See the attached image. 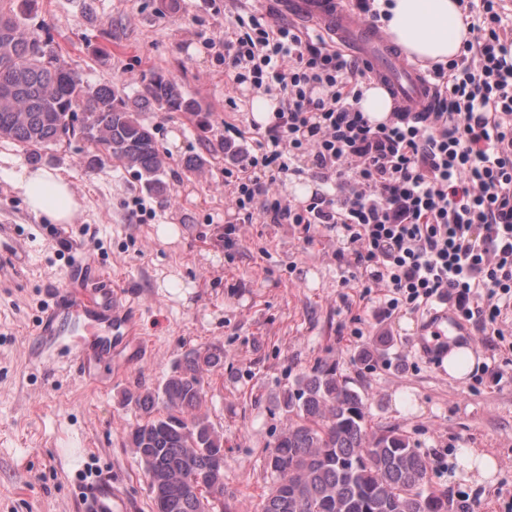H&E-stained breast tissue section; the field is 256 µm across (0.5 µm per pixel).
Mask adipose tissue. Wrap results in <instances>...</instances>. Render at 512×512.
<instances>
[{"label":"adipose tissue","instance_id":"adipose-tissue-1","mask_svg":"<svg viewBox=\"0 0 512 512\" xmlns=\"http://www.w3.org/2000/svg\"><path fill=\"white\" fill-rule=\"evenodd\" d=\"M389 18L388 36L411 58L445 62L454 58L469 29L457 0H383ZM29 212L55 224H71L80 214V204L61 175L45 168L21 167L14 177Z\"/></svg>","mask_w":512,"mask_h":512}]
</instances>
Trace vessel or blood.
<instances>
[{
    "label": "vessel or blood",
    "instance_id": "vessel-or-blood-1",
    "mask_svg": "<svg viewBox=\"0 0 512 512\" xmlns=\"http://www.w3.org/2000/svg\"><path fill=\"white\" fill-rule=\"evenodd\" d=\"M290 9L313 24L322 26L336 40L354 53L362 55L371 67L374 78L383 85L401 112H423L434 102V87L400 56L394 54L387 39L378 31L358 22L346 9L343 0H292ZM8 225L0 226V258L14 269H22L28 261L27 251L8 242ZM429 330L434 340L419 338L416 347L426 356L439 357L438 336L449 334L469 339L466 327L447 310L432 311ZM136 330V321L120 292L103 288L98 296L76 292L58 293L53 308L37 325L39 342L61 336H76L80 342L72 353L70 366L86 372L91 356L111 353L122 347ZM82 512H125L126 506L112 488V481L103 477L80 493Z\"/></svg>",
    "mask_w": 512,
    "mask_h": 512
}]
</instances>
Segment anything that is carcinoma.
<instances>
[{
    "instance_id": "carcinoma-1",
    "label": "carcinoma",
    "mask_w": 512,
    "mask_h": 512,
    "mask_svg": "<svg viewBox=\"0 0 512 512\" xmlns=\"http://www.w3.org/2000/svg\"><path fill=\"white\" fill-rule=\"evenodd\" d=\"M203 112L172 77L153 73L134 97L92 87L58 63L46 41L21 21L11 0L0 3V139L23 147L31 160L80 138L119 161L156 193L165 190V159L140 112ZM391 344L378 336L367 360ZM218 349L191 350L162 385L129 396L139 420L127 434L143 465L156 512H206L224 494V434L203 410L205 373L220 367ZM368 398L320 362L296 380L283 406L288 423L266 465L275 481L261 512H475L432 486V461L399 428L369 427Z\"/></svg>"
}]
</instances>
